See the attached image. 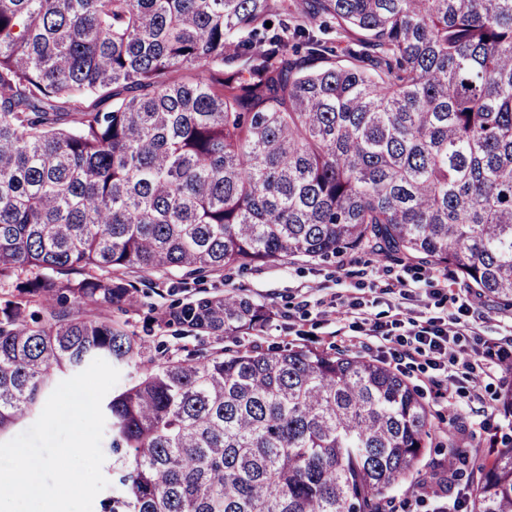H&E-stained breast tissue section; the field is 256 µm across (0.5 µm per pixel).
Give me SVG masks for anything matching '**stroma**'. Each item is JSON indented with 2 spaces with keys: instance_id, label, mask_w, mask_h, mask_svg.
Segmentation results:
<instances>
[{
  "instance_id": "35a3bbf8",
  "label": "stroma",
  "mask_w": 512,
  "mask_h": 512,
  "mask_svg": "<svg viewBox=\"0 0 512 512\" xmlns=\"http://www.w3.org/2000/svg\"><path fill=\"white\" fill-rule=\"evenodd\" d=\"M399 279L408 286L405 296L382 294V287ZM231 288L270 311L271 319L261 335L238 333L222 338L163 324L170 305L201 290L217 295ZM463 290L462 284L443 279L441 269L429 260L381 258L355 251L324 260L290 257L221 275L186 276L176 272L165 276L159 289L139 287L136 305L115 306L108 314L127 323L129 330L141 337L150 359L158 358L163 349L176 354L182 346L208 352L217 348L255 346L264 350L312 345L357 353L361 350L357 326L336 316L352 298H361L366 317L373 321L388 322L399 313L423 320L447 317ZM472 300V319L479 338L465 341L464 346L471 361L477 362L493 345L512 339V308L500 307L479 294ZM402 372L431 404L440 424H453L468 443L486 447L494 434H512V417L492 410L506 379L504 372L480 376L473 383L463 374H456L451 381L455 390V407L451 410L427 381L432 370L426 357L403 366Z\"/></svg>"
}]
</instances>
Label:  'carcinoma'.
Instances as JSON below:
<instances>
[{
    "label": "carcinoma",
    "instance_id": "1",
    "mask_svg": "<svg viewBox=\"0 0 512 512\" xmlns=\"http://www.w3.org/2000/svg\"><path fill=\"white\" fill-rule=\"evenodd\" d=\"M356 250L512 307V0H0V436L56 374L141 361L101 315L127 271ZM267 317L229 289L164 323ZM105 413L102 512H398L436 429L386 362L296 345L168 356ZM446 448L422 493L512 512V435ZM109 440H110V433H109L107 425L105 424V431H104V436H103V440H102V450L105 455V462L102 466V472H103L104 476L106 477V479L109 481V485L96 496L94 503H93V512H99L101 500L116 492V486L112 483V477H111L110 466H111L112 458L110 456V451L108 448Z\"/></svg>",
    "mask_w": 512,
    "mask_h": 512
}]
</instances>
